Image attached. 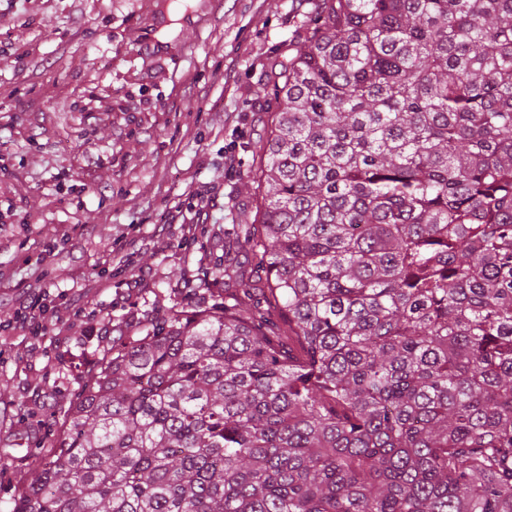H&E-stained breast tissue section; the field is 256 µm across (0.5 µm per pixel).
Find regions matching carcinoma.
Instances as JSON below:
<instances>
[{"instance_id": "1", "label": "carcinoma", "mask_w": 512, "mask_h": 512, "mask_svg": "<svg viewBox=\"0 0 512 512\" xmlns=\"http://www.w3.org/2000/svg\"><path fill=\"white\" fill-rule=\"evenodd\" d=\"M233 302L82 382L12 512H512V0H314Z\"/></svg>"}]
</instances>
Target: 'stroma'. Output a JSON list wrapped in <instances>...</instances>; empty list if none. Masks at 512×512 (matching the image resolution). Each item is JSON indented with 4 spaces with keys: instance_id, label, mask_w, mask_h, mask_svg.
Segmentation results:
<instances>
[{
    "instance_id": "35a3bbf8",
    "label": "stroma",
    "mask_w": 512,
    "mask_h": 512,
    "mask_svg": "<svg viewBox=\"0 0 512 512\" xmlns=\"http://www.w3.org/2000/svg\"><path fill=\"white\" fill-rule=\"evenodd\" d=\"M312 9L223 0L199 29L172 10L149 45L133 38L139 0H0V512L113 338L223 301V284L188 283L223 266L261 202L247 178L269 120L259 91ZM37 281L39 335L12 325Z\"/></svg>"
}]
</instances>
